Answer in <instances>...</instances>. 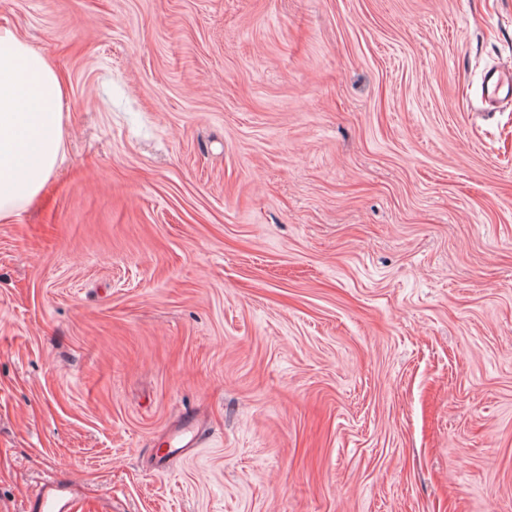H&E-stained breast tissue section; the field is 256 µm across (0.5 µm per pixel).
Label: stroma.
<instances>
[{
    "mask_svg": "<svg viewBox=\"0 0 512 512\" xmlns=\"http://www.w3.org/2000/svg\"><path fill=\"white\" fill-rule=\"evenodd\" d=\"M68 82L0 223V512H512V0H0ZM206 442L161 460L186 416ZM483 82L488 98H490L492 101H496L497 97L504 93L506 97L511 96V81L509 79V70L505 67H495L489 69L484 76ZM506 84L507 90L505 92L504 86ZM31 510L36 512H70L72 505L58 486L46 484L36 496Z\"/></svg>",
    "mask_w": 512,
    "mask_h": 512,
    "instance_id": "1",
    "label": "stroma"
}]
</instances>
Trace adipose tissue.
I'll return each instance as SVG.
<instances>
[{
  "mask_svg": "<svg viewBox=\"0 0 512 512\" xmlns=\"http://www.w3.org/2000/svg\"><path fill=\"white\" fill-rule=\"evenodd\" d=\"M66 83L14 31L0 27V221L43 192L63 148Z\"/></svg>",
  "mask_w": 512,
  "mask_h": 512,
  "instance_id": "obj_1",
  "label": "adipose tissue"
}]
</instances>
